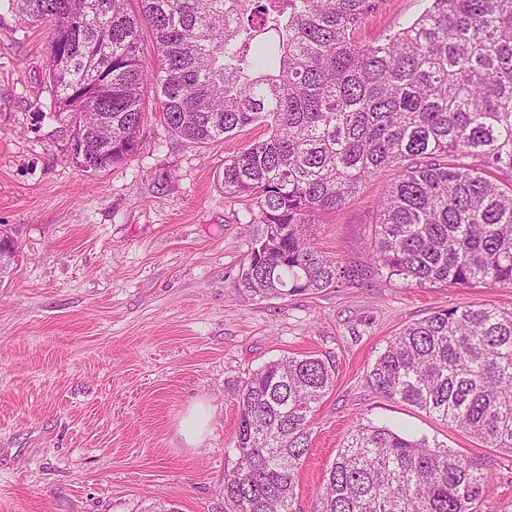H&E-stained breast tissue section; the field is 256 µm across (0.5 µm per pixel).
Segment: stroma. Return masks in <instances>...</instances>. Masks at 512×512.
I'll use <instances>...</instances> for the list:
<instances>
[{
	"label": "stroma",
	"mask_w": 512,
	"mask_h": 512,
	"mask_svg": "<svg viewBox=\"0 0 512 512\" xmlns=\"http://www.w3.org/2000/svg\"><path fill=\"white\" fill-rule=\"evenodd\" d=\"M428 0H377L360 38L393 34ZM47 32L0 8V229L19 263L0 282V512H224L232 391L265 363L315 354L336 367L317 407L296 505L313 512L352 426L387 421L492 473L487 502L512 500V454L377 393L367 368L404 325L438 310L512 311V285L416 287L373 271L369 240L385 171L320 217L314 243L351 279L318 294L259 299L236 288L250 208L224 193V159L266 129L203 147L150 112L125 163L83 172L46 118ZM211 420L181 433L193 404Z\"/></svg>",
	"instance_id": "35a3bbf8"
}]
</instances>
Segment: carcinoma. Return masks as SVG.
<instances>
[{
  "label": "carcinoma",
  "mask_w": 512,
  "mask_h": 512,
  "mask_svg": "<svg viewBox=\"0 0 512 512\" xmlns=\"http://www.w3.org/2000/svg\"><path fill=\"white\" fill-rule=\"evenodd\" d=\"M48 27L50 116L71 159H129L154 86L159 119L201 146L248 126L267 136L224 158V193L256 208L236 286L286 299L338 286L315 219L384 170L371 251L416 286L512 285V0H430L409 25L357 40L373 0H8ZM147 26L159 58L143 60ZM470 162L465 163L463 159ZM19 261L0 242V281ZM380 394L512 453V312L437 311L395 334L370 365ZM335 367L317 355L267 362L233 392L236 512H291L311 419ZM492 474L387 424H358L313 512H481Z\"/></svg>",
  "instance_id": "cac0c4a2"
}]
</instances>
